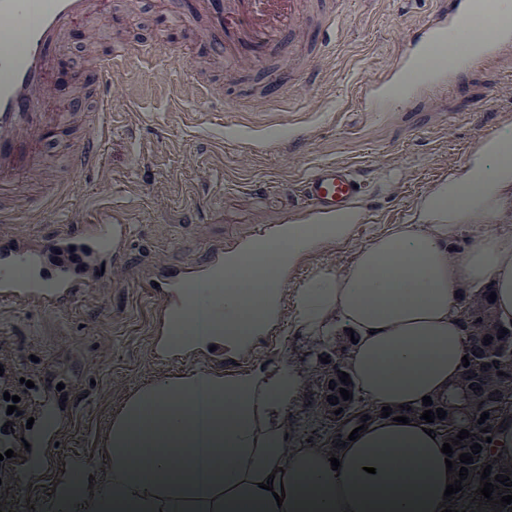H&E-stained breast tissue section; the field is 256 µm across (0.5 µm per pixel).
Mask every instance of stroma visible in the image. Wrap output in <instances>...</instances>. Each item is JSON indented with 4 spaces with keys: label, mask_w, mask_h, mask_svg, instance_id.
Here are the masks:
<instances>
[{
    "label": "stroma",
    "mask_w": 512,
    "mask_h": 512,
    "mask_svg": "<svg viewBox=\"0 0 512 512\" xmlns=\"http://www.w3.org/2000/svg\"><path fill=\"white\" fill-rule=\"evenodd\" d=\"M334 10L330 33L321 7ZM436 0H304L302 30L228 62L199 37L197 18L182 0H104L111 23H76L51 70L44 111L66 110L78 121L37 140L42 163L33 173L0 182V209L14 214L5 235L34 239L75 229L98 212L117 211L131 238L103 289L62 310L0 303V337L10 339L13 367L61 385L62 409L50 435L56 446L18 452L14 493L0 512H46L63 483L87 489L106 480L93 456L104 428L130 392L204 362L165 365L156 354L157 303L148 281L206 265L217 246L248 245L258 229L300 223L289 198L316 165L354 166L368 189L364 223L285 265L287 283L270 321L249 342L247 367L277 369L261 339L294 320L295 292L321 269H348L357 252L393 224L405 223L416 198L459 166L483 135L512 123V48L473 67L447 93L385 101L367 112L361 84L394 61L402 33L415 32ZM136 53L112 78V111L98 162L76 168L98 61L114 40ZM346 347L290 334L288 350L305 375L320 372L317 352Z\"/></svg>",
    "instance_id": "obj_1"
}]
</instances>
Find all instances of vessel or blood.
<instances>
[{
	"label": "vessel or blood",
	"instance_id": "1",
	"mask_svg": "<svg viewBox=\"0 0 512 512\" xmlns=\"http://www.w3.org/2000/svg\"><path fill=\"white\" fill-rule=\"evenodd\" d=\"M100 0H0V179L32 171L38 152L31 142L47 124L40 110L49 91V71L67 45L71 27L98 15ZM485 0H440L437 10L420 26L419 36H405L396 61L381 78L360 88L369 103L385 100L393 86H412L414 94L451 87L458 68L472 62L485 63L502 49L506 39L471 41L475 18ZM195 15L205 23L206 36L243 57L294 32L304 23L298 0H235L225 9L224 0H194ZM446 49L452 60L435 64V52ZM126 57L115 48L98 65L96 109H112V73ZM101 121L93 119L91 130L75 158L88 167L98 159ZM355 169L340 162L315 166L298 184L295 197L307 219L298 225L300 234L314 236L323 224L355 213L364 193ZM130 226L118 215L105 212L86 221L80 232L63 230L31 246L0 247V301L64 308L92 289L111 280L107 265L122 254L130 238ZM224 270V250L216 248L206 267H184L172 279L160 281L150 293L158 303L164 331H172L180 307L178 300L192 291L204 306L213 299L203 279Z\"/></svg>",
	"mask_w": 512,
	"mask_h": 512
}]
</instances>
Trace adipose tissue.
Masks as SVG:
<instances>
[{
	"instance_id": "adipose-tissue-1",
	"label": "adipose tissue",
	"mask_w": 512,
	"mask_h": 512,
	"mask_svg": "<svg viewBox=\"0 0 512 512\" xmlns=\"http://www.w3.org/2000/svg\"><path fill=\"white\" fill-rule=\"evenodd\" d=\"M512 132L484 135L465 161L433 183L409 220L376 235L352 266L319 270L296 291L298 330L354 335L346 352L358 393L389 417L368 422L360 439L338 446L298 445L288 417L304 379L295 365L261 375L199 366L131 394L109 423L99 457L111 477L102 512H463L468 490L444 501L450 482L444 436H430L423 397L440 402L463 380L467 343L454 312L461 284H491L501 323H512ZM472 229L461 257L448 241ZM312 244L288 232V247L256 251L233 264L211 288L224 305V327L185 299L177 347L201 334L243 352L246 337L230 332L242 290L258 288L267 315L283 288L280 267ZM261 264L254 273L253 264ZM236 281L238 293H222ZM407 415L401 425L397 416ZM340 461L332 468L330 458ZM272 481V490L260 484ZM285 488L283 502L273 489Z\"/></svg>"
}]
</instances>
